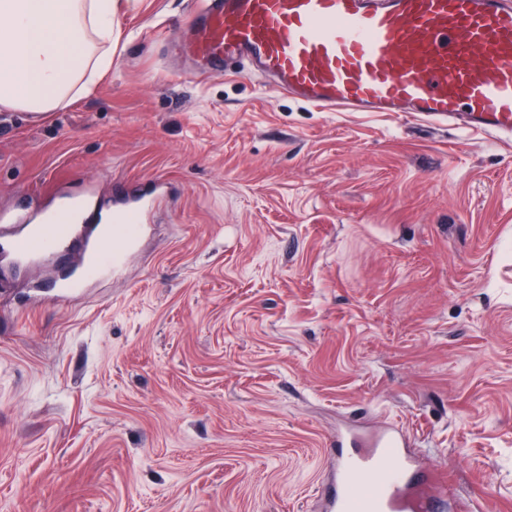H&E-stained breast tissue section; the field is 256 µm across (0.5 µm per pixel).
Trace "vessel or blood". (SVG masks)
<instances>
[{"mask_svg": "<svg viewBox=\"0 0 512 512\" xmlns=\"http://www.w3.org/2000/svg\"><path fill=\"white\" fill-rule=\"evenodd\" d=\"M190 51L211 73L235 62L323 112H414L432 123L512 140V0H202ZM163 190L122 189L108 224L80 208L46 210L0 251L29 258L84 235L61 286L74 293L121 268ZM325 512H433L406 437L390 423L330 442Z\"/></svg>", "mask_w": 512, "mask_h": 512, "instance_id": "b4317fda", "label": "vessel or blood"}]
</instances>
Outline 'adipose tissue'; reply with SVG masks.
Here are the masks:
<instances>
[{"label": "adipose tissue", "mask_w": 512, "mask_h": 512, "mask_svg": "<svg viewBox=\"0 0 512 512\" xmlns=\"http://www.w3.org/2000/svg\"><path fill=\"white\" fill-rule=\"evenodd\" d=\"M111 40L112 0H0V106L42 115L91 93Z\"/></svg>", "instance_id": "adipose-tissue-1"}]
</instances>
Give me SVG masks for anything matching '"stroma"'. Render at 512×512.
Masks as SVG:
<instances>
[{
    "label": "stroma",
    "instance_id": "obj_1",
    "mask_svg": "<svg viewBox=\"0 0 512 512\" xmlns=\"http://www.w3.org/2000/svg\"><path fill=\"white\" fill-rule=\"evenodd\" d=\"M200 0H112V66L0 107V212L168 183L120 275L0 261V512H322L398 421L460 512H512V144L191 76Z\"/></svg>",
    "mask_w": 512,
    "mask_h": 512
}]
</instances>
